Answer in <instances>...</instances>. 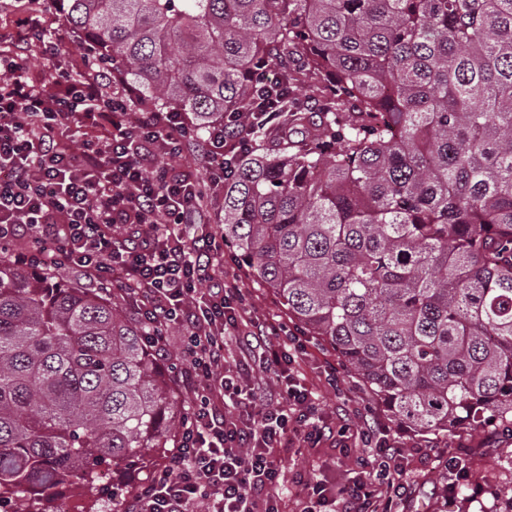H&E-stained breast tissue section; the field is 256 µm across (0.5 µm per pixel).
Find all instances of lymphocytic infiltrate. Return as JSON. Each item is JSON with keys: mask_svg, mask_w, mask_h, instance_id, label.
<instances>
[{"mask_svg": "<svg viewBox=\"0 0 512 512\" xmlns=\"http://www.w3.org/2000/svg\"><path fill=\"white\" fill-rule=\"evenodd\" d=\"M24 47L0 49V249L25 242L20 264L79 267L133 297L167 352V327L185 331L181 384L196 403L159 469L128 512H280L278 480L293 448L326 435L311 391L292 371L303 344L280 327L255 326L239 279L224 266V227L189 235L205 195L224 190L232 159L252 146L250 126L270 112H232L197 124L188 112L132 111L138 93L121 75L77 78L31 72ZM81 142L57 137L63 126ZM207 149L198 170L196 143ZM234 338L237 362L224 350ZM355 481L311 484L303 512H395L409 486L403 451L359 432Z\"/></svg>", "mask_w": 512, "mask_h": 512, "instance_id": "lymphocytic-infiltrate-1", "label": "lymphocytic infiltrate"}]
</instances>
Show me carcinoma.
<instances>
[{
	"label": "carcinoma",
	"instance_id": "cac0c4a2",
	"mask_svg": "<svg viewBox=\"0 0 512 512\" xmlns=\"http://www.w3.org/2000/svg\"><path fill=\"white\" fill-rule=\"evenodd\" d=\"M143 106L275 112L224 180V245L388 415L512 422V0H67ZM325 84L314 119L295 70ZM282 78L272 103L256 78ZM103 293L0 260V507L158 456L185 421Z\"/></svg>",
	"mask_w": 512,
	"mask_h": 512
}]
</instances>
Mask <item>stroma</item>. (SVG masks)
Instances as JSON below:
<instances>
[{
  "label": "stroma",
  "mask_w": 512,
  "mask_h": 512,
  "mask_svg": "<svg viewBox=\"0 0 512 512\" xmlns=\"http://www.w3.org/2000/svg\"><path fill=\"white\" fill-rule=\"evenodd\" d=\"M296 372L312 389L318 413L332 433L318 447L296 449L285 462L279 480L283 512H300L307 498L306 489L298 483L299 475L337 488L351 483L353 472L343 461L344 448L337 431L344 416L355 411L378 420L390 438L410 452V486L399 503V512H486L493 505L484 492L486 483L512 488V434L504 428L463 430L437 438L411 434L382 411L333 350L315 340L299 355ZM169 461L165 454L110 472L93 497L85 495L80 485L71 484L40 496L39 507L41 512H63L67 500L79 496L84 500V512H127L128 501ZM452 462L468 474L459 492L448 490L445 480Z\"/></svg>",
  "instance_id": "1"
}]
</instances>
